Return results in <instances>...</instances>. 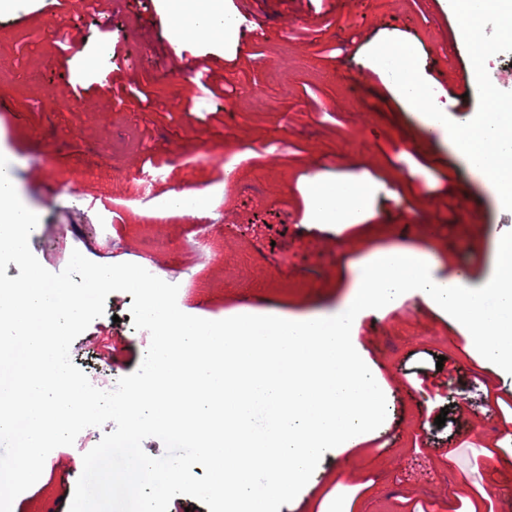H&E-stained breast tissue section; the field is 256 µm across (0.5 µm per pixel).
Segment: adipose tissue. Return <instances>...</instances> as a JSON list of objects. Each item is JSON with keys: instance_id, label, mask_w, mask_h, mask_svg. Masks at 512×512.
I'll return each instance as SVG.
<instances>
[{"instance_id": "adipose-tissue-1", "label": "adipose tissue", "mask_w": 512, "mask_h": 512, "mask_svg": "<svg viewBox=\"0 0 512 512\" xmlns=\"http://www.w3.org/2000/svg\"><path fill=\"white\" fill-rule=\"evenodd\" d=\"M162 5L166 37L176 49L239 38V22L225 12L224 0H162ZM442 7L457 20L459 45L468 44L473 25L488 16L504 32L512 31V0H443ZM369 55L372 68L421 129L437 135L468 173L512 208V108L495 100L474 116L450 114L418 66L415 41L382 39L370 46ZM383 189L363 173L314 174L305 184L304 221L336 230L364 224Z\"/></svg>"}]
</instances>
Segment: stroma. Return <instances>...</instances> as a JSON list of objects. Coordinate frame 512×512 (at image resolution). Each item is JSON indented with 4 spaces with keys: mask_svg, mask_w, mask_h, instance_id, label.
I'll return each instance as SVG.
<instances>
[{
    "mask_svg": "<svg viewBox=\"0 0 512 512\" xmlns=\"http://www.w3.org/2000/svg\"><path fill=\"white\" fill-rule=\"evenodd\" d=\"M76 0H31L0 16V144L24 202L39 217L29 246L47 270L62 271L72 251L99 264L131 254L190 269L178 306L209 320L251 305L292 313L334 307L352 266L377 248L421 247L426 226L448 247L441 275L487 273L474 224L512 231L500 207L440 144L424 143L412 117L369 69L371 42L417 40L421 69L440 100L470 84L472 112L488 92L512 98L502 78L512 38L492 28L494 57L484 81H470L469 52L444 54L443 29L454 18L418 14L417 0H308L314 30L288 19L271 0H224L227 11L266 13L264 39L243 47L200 43L174 52L161 13L125 0H97L75 17ZM105 52L85 70L78 50ZM223 73L229 98L193 96L174 70L200 64ZM236 160L235 179L224 171ZM363 172L395 183L369 229L319 230L298 222L301 188L316 173ZM209 190L204 223L168 209L171 190ZM205 237L213 258L197 263L188 243ZM120 375L137 370L150 345L129 306H107L86 329ZM360 352L388 397L387 417L363 444L324 453L309 482L279 512H512V376L494 370L466 333L420 298L404 297L367 317ZM416 367L439 368L421 384ZM468 406L472 415L458 414ZM444 425H436L438 415ZM114 422L84 429L74 445L50 453L40 478L17 497L16 512L50 501L67 512L92 449ZM455 456H448V449Z\"/></svg>",
    "mask_w": 512,
    "mask_h": 512,
    "instance_id": "stroma-1",
    "label": "stroma"
}]
</instances>
